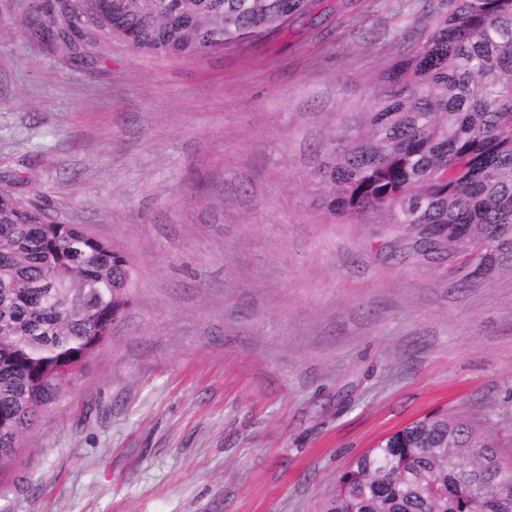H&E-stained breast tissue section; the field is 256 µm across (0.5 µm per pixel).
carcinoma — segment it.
I'll use <instances>...</instances> for the list:
<instances>
[{"mask_svg":"<svg viewBox=\"0 0 512 512\" xmlns=\"http://www.w3.org/2000/svg\"><path fill=\"white\" fill-rule=\"evenodd\" d=\"M48 46L88 65L133 36L137 52L194 58L306 17L309 0H46L27 8ZM365 111L312 174L322 208L346 224H399L428 261L432 224L450 252L474 239L512 251V0H439L426 37L375 78ZM0 174V473L19 439L130 305L125 256L81 224H62ZM454 449L453 460L445 451ZM512 458L467 420L429 413L382 438L336 480L321 512H512L485 460Z\"/></svg>","mask_w":512,"mask_h":512,"instance_id":"obj_1","label":"carcinoma"}]
</instances>
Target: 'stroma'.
<instances>
[{
  "label": "stroma",
  "instance_id": "1",
  "mask_svg": "<svg viewBox=\"0 0 512 512\" xmlns=\"http://www.w3.org/2000/svg\"><path fill=\"white\" fill-rule=\"evenodd\" d=\"M437 2L323 0L202 57L116 41L77 69L0 0V172L134 270L0 512H320L439 409L512 453V266L467 282L471 251L423 261L401 227L327 218L310 182Z\"/></svg>",
  "mask_w": 512,
  "mask_h": 512
}]
</instances>
